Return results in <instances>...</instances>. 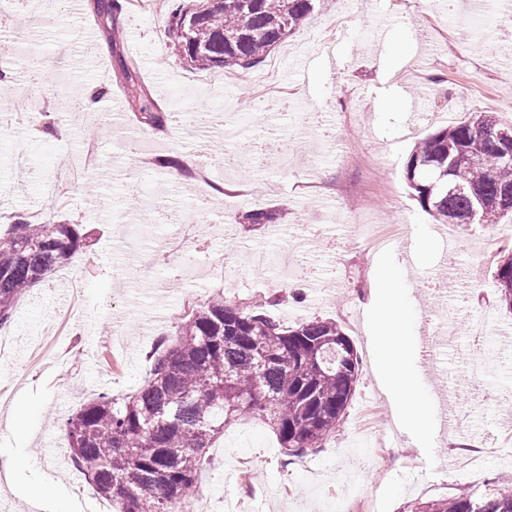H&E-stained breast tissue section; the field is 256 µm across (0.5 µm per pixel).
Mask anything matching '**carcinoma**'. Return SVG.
Returning <instances> with one entry per match:
<instances>
[{"label": "carcinoma", "mask_w": 512, "mask_h": 512, "mask_svg": "<svg viewBox=\"0 0 512 512\" xmlns=\"http://www.w3.org/2000/svg\"><path fill=\"white\" fill-rule=\"evenodd\" d=\"M320 0H191L172 4L169 36L179 61L201 71L248 69L312 16ZM138 123L177 125L136 90ZM512 120L475 112L426 136L411 152L405 180L422 210L438 223L465 224L481 209V228L512 213V161L503 158L497 131ZM475 164H449L459 155ZM461 188L448 192V185ZM249 224H272L256 205ZM88 244L79 224L49 216L34 224L18 216L0 232V326L21 296L48 272L68 265ZM500 308L512 313V251L496 263ZM150 368L133 392L97 394L63 422L69 459L112 512H197L199 474L208 448L228 423L261 418L282 453L299 456L323 447L336 432L356 391L360 360L331 319L296 326L213 297L175 326L149 355ZM409 512H512V483L481 496L409 505Z\"/></svg>", "instance_id": "cac0c4a2"}]
</instances>
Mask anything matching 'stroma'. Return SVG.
Listing matches in <instances>:
<instances>
[{
	"instance_id": "1",
	"label": "stroma",
	"mask_w": 512,
	"mask_h": 512,
	"mask_svg": "<svg viewBox=\"0 0 512 512\" xmlns=\"http://www.w3.org/2000/svg\"><path fill=\"white\" fill-rule=\"evenodd\" d=\"M472 0L448 12L454 29L427 23L431 0H325L264 62L235 74L200 71L175 61L166 0H122L115 22L76 16L69 0H46L28 23L15 0L0 32L12 45L9 86L0 89V229L15 215L44 209L57 182L54 160L80 158L95 147L98 166L84 174L55 209L83 225L89 244L72 263L30 288L0 326L10 349L0 357V512H92L97 496L73 466L60 421L99 392L138 385L158 338L173 331L198 298L223 295L293 325L329 318L350 337L360 377L335 435L317 451L284 456L272 431L248 417L228 426L210 450L198 489L199 512H344L353 498L374 512L447 498L458 489L482 494L512 476V447L494 450L502 422L512 419V341L499 329L512 315L499 308L493 272L512 249V220L483 229L437 224L412 198L404 167L428 133L476 111L512 120V69L494 63L512 50V26L490 31ZM86 53L98 67H79ZM161 110L225 113L223 148L192 127L159 131L138 124L126 103L125 68ZM108 89L124 102L125 130L109 127L84 138L89 119L75 112L81 93ZM46 98L47 111L18 112L21 98ZM294 155L281 173L279 143ZM225 187L209 216L197 218V262L172 248L177 224L192 215L203 167ZM183 169L173 179L172 169ZM280 211L276 233L248 224L255 204ZM372 226L389 244L368 249L346 222ZM458 241L459 262L472 265L470 291L444 299V235ZM306 254L304 269L281 280L278 265L254 268L248 248ZM235 266L231 280L206 286L214 261ZM399 278L412 308L409 361L419 385L434 392L432 372L452 388L454 426L432 437L410 434L378 375L373 298L378 272ZM82 285V308L71 334L54 348L34 346L70 303V282ZM201 297H194V290ZM447 304L459 327L432 365L426 319ZM122 317L120 332L112 320ZM480 341L488 358L473 373L461 353ZM483 448L478 466L461 447ZM252 461L253 501H244L241 459Z\"/></svg>"
}]
</instances>
